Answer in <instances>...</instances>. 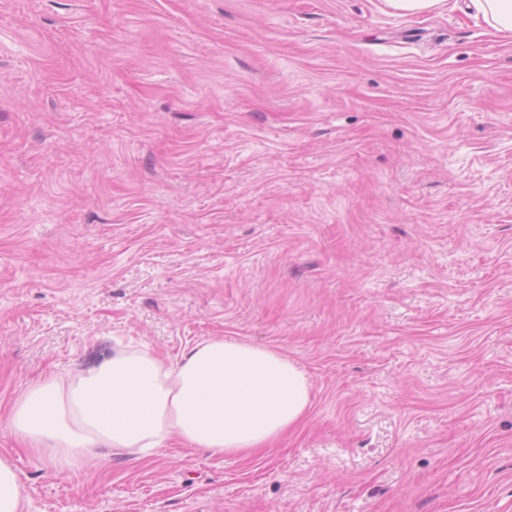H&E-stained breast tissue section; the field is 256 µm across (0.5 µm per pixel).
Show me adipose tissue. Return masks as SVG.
Segmentation results:
<instances>
[{
	"label": "adipose tissue",
	"instance_id": "1",
	"mask_svg": "<svg viewBox=\"0 0 512 512\" xmlns=\"http://www.w3.org/2000/svg\"><path fill=\"white\" fill-rule=\"evenodd\" d=\"M310 401L294 362L216 337L173 363L126 347L81 372L51 374L19 396L5 426L76 474L90 459H150L174 439L212 455L247 456L298 426Z\"/></svg>",
	"mask_w": 512,
	"mask_h": 512
}]
</instances>
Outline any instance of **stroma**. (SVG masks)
Here are the masks:
<instances>
[{
    "instance_id": "35a3bbf8",
    "label": "stroma",
    "mask_w": 512,
    "mask_h": 512,
    "mask_svg": "<svg viewBox=\"0 0 512 512\" xmlns=\"http://www.w3.org/2000/svg\"><path fill=\"white\" fill-rule=\"evenodd\" d=\"M0 0V420L210 338L304 422L61 473L25 512H512V38L469 0ZM384 3L402 14H418L448 6L446 0H384Z\"/></svg>"
}]
</instances>
